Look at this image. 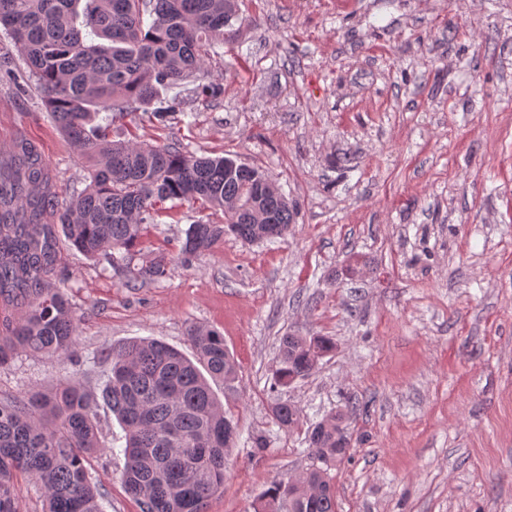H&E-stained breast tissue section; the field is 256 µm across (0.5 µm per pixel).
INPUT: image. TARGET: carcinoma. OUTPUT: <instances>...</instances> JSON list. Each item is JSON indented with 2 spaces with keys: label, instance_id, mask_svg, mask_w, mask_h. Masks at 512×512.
Instances as JSON below:
<instances>
[{
  "label": "carcinoma",
  "instance_id": "carcinoma-1",
  "mask_svg": "<svg viewBox=\"0 0 512 512\" xmlns=\"http://www.w3.org/2000/svg\"><path fill=\"white\" fill-rule=\"evenodd\" d=\"M236 0H0L3 38L23 56L25 83L43 95L52 120L92 162L86 185L75 190L58 216L47 164L38 147L20 138L0 158V304L20 315L0 323V365L17 351L70 358L77 325L61 288L53 285L59 242L101 260L133 288L167 275L160 253L133 264L135 248L161 205L185 202L220 211L224 223L190 225L179 249L188 266L224 235L248 243L288 234L297 215L256 168L226 165L229 156L197 157L177 143L152 145L107 138L100 113L121 119L151 112L166 121L175 108L153 109L160 91L203 84L204 65L224 45V29ZM238 199L242 213L225 204ZM193 357L157 340L135 339L104 352L101 397L72 380L51 392L0 397V512H17L14 479L37 483L43 512H100V492L88 476L89 458L100 451L99 408L105 405L125 429L123 482L141 512H205L224 491L225 454L233 428L210 382L236 377L224 336L193 325ZM335 348L327 336L281 337L276 382L304 378L316 367L312 350ZM291 430L300 410L286 401L273 407ZM340 413L311 425L313 463L304 481L312 489L289 512H336L328 469L350 447L336 432Z\"/></svg>",
  "mask_w": 512,
  "mask_h": 512
}]
</instances>
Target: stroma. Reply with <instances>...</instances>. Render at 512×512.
Segmentation results:
<instances>
[{
    "instance_id": "1",
    "label": "stroma",
    "mask_w": 512,
    "mask_h": 512,
    "mask_svg": "<svg viewBox=\"0 0 512 512\" xmlns=\"http://www.w3.org/2000/svg\"><path fill=\"white\" fill-rule=\"evenodd\" d=\"M207 60L217 96L164 91L180 113L110 126L194 155L263 169L290 202L288 236L226 235L185 267L190 224L160 212L136 255L166 252L160 282L123 275L60 243L56 284L77 318L81 366L14 354L0 395L47 391L77 375L99 393L104 348L136 338L189 351L188 329H218L238 367L218 385L240 438L207 512H253L273 483L312 463L305 425L344 412L352 444L331 467L337 512H512V0H238ZM0 132L41 149L58 205L89 163L39 92L0 77ZM335 343L306 378L275 382L280 336ZM360 401L351 413V401ZM288 401L303 428L271 407ZM89 472L103 512H140L125 491V432L100 412ZM260 435L258 451L250 439Z\"/></svg>"
}]
</instances>
